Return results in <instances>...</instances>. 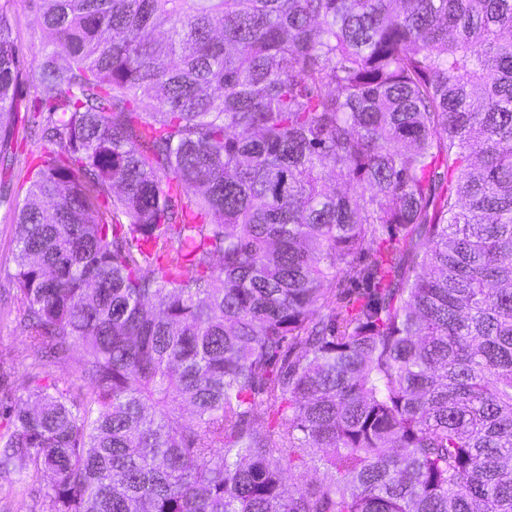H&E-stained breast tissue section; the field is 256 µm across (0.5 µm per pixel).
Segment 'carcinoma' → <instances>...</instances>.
Wrapping results in <instances>:
<instances>
[{
	"label": "carcinoma",
	"instance_id": "carcinoma-1",
	"mask_svg": "<svg viewBox=\"0 0 512 512\" xmlns=\"http://www.w3.org/2000/svg\"><path fill=\"white\" fill-rule=\"evenodd\" d=\"M29 2L0 477L47 512H512V0ZM16 21L15 36L25 47V66L36 70L41 62V49L52 36L30 7L28 0H8L6 2ZM43 150V143L39 140L37 131L29 130L24 133L21 129L15 144L16 163L14 165L10 190L13 195L22 199L25 195L28 178V166L34 157ZM26 333L14 315L0 319V351L17 355L15 369L5 383V393L11 401L26 398L28 390L27 365L31 362V352L27 348Z\"/></svg>",
	"mask_w": 512,
	"mask_h": 512
}]
</instances>
